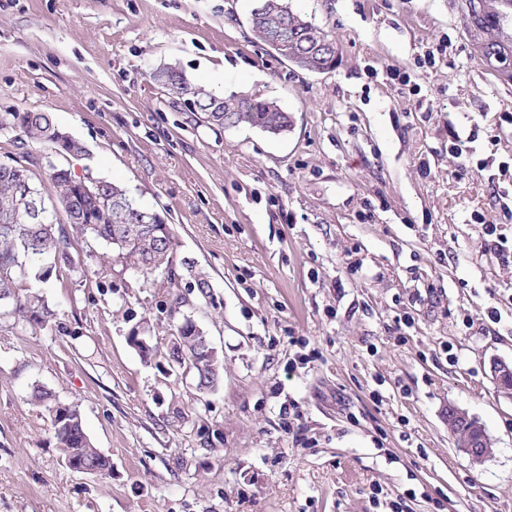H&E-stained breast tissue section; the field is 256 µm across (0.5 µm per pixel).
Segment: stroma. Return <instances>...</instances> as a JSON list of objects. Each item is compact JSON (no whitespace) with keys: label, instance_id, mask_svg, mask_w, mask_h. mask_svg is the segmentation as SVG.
<instances>
[{"label":"stroma","instance_id":"obj_1","mask_svg":"<svg viewBox=\"0 0 512 512\" xmlns=\"http://www.w3.org/2000/svg\"><path fill=\"white\" fill-rule=\"evenodd\" d=\"M253 5L0 0V114L51 113L86 149L53 163L160 213L211 284L116 262L100 292L84 239L80 270L33 283L56 318L0 320V512H512V400L489 372L512 360V266L479 223L512 238V87L480 72L512 52L469 43L448 0H288L336 44L311 73L255 39ZM168 64L277 102L290 130L206 125L151 79ZM186 315L224 360L202 395L169 355ZM36 384L79 407L109 475L65 465ZM452 406L492 438L482 465ZM479 223L483 224L485 250L499 256L502 263L511 264L512 243L510 242V246L507 245V238H503L497 233V225L494 222L486 221L483 218V221Z\"/></svg>","mask_w":512,"mask_h":512}]
</instances>
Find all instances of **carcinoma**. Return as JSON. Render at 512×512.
I'll return each mask as SVG.
<instances>
[{"label":"carcinoma","instance_id":"obj_1","mask_svg":"<svg viewBox=\"0 0 512 512\" xmlns=\"http://www.w3.org/2000/svg\"><path fill=\"white\" fill-rule=\"evenodd\" d=\"M249 23L262 42L269 32L283 30L277 52L296 67L319 72L331 66L325 54H313L300 34L314 30L325 39L328 31L294 14L285 0H257L250 12ZM161 83L169 93L188 96L203 122L217 128L247 123L263 132L282 134L291 127L290 116L277 103L268 100L215 95L203 85L192 83L183 72L172 66L160 68ZM18 128L31 140L47 145L56 155L84 152L83 145L65 134L48 112H13L0 119V127ZM47 167L49 186L42 184V167ZM28 186L48 206L45 217L37 220L18 205V191ZM145 212L121 186L89 174L75 178L40 157L26 155L25 163H0V318L46 327L56 318L42 295L28 289L31 278L48 280L60 264L75 265L73 240L87 237L105 245L113 253V261L129 262L144 275L157 270L167 273L171 285L178 283L174 265V240L165 220L148 215L120 220L124 213ZM183 342L173 344L170 355L185 368L196 389L204 393L212 389L210 379H222L224 360L208 357L191 337L204 331L185 317L176 328ZM31 401L44 407L50 417L64 462L73 459L98 475L110 472L104 457L87 435L79 409L74 405L60 415V401L48 390L36 387Z\"/></svg>","mask_w":512,"mask_h":512}]
</instances>
